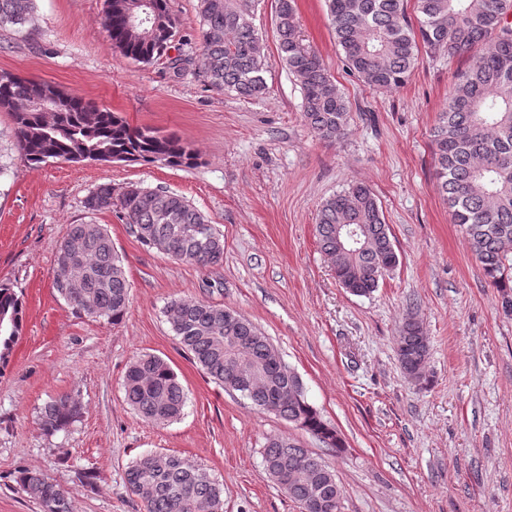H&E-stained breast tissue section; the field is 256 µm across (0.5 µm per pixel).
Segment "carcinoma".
<instances>
[{"mask_svg": "<svg viewBox=\"0 0 512 512\" xmlns=\"http://www.w3.org/2000/svg\"><path fill=\"white\" fill-rule=\"evenodd\" d=\"M35 0H0V28H24ZM417 23L407 0H325L336 43L349 71L374 88L403 86L420 50L449 59L474 52L455 75L448 106L432 132L439 190L453 223L465 234L490 285L512 313V0H415ZM256 0H198V68L211 85L239 98L266 90L265 48L251 19ZM105 28L112 45L144 64L166 54L177 29L166 0H105ZM281 57L298 79L303 116L322 140L343 138L349 110L320 55L302 38L295 0H275ZM12 114L20 159L39 166L55 161L161 162L189 167L196 154L178 136L134 127L118 112L101 108L65 88L0 70V112ZM130 230L144 245L202 267L224 259V238L208 218L175 193L128 186L119 196ZM112 185L102 183L84 200L92 214L112 209ZM355 224L367 248L343 245L337 225ZM315 232L332 260L339 284L357 296L372 294L398 265L388 224L370 186L356 183L324 199ZM52 288L77 315L116 325L127 311L129 285L123 262L101 224H71L59 245ZM168 322L182 348L217 385L238 392L260 410L296 424L328 447L342 450L331 428L306 400L298 375L282 361L269 338L246 316L197 299L173 300ZM23 300L0 284V364L19 340ZM407 373L425 365L428 339L405 320L396 336ZM127 404L148 425L180 418L184 389L161 357L141 354L124 377ZM80 408L68 396L44 405L42 430L52 435L74 423ZM308 475L288 482V471ZM263 474L310 512H341L343 489L320 457L309 461L286 435H271L263 449ZM145 512H224V488L199 465L167 452L132 460L125 471ZM19 489L42 512H72L60 485L41 473L23 471Z\"/></svg>", "mask_w": 512, "mask_h": 512, "instance_id": "cac0c4a2", "label": "carcinoma"}]
</instances>
